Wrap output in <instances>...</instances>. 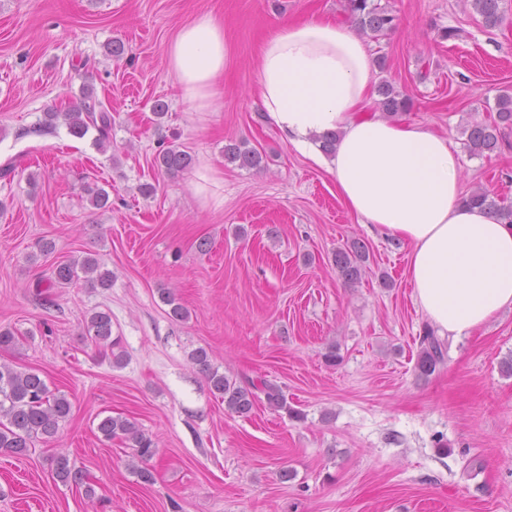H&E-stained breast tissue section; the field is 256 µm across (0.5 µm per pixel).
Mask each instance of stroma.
<instances>
[{"instance_id": "obj_1", "label": "stroma", "mask_w": 512, "mask_h": 512, "mask_svg": "<svg viewBox=\"0 0 512 512\" xmlns=\"http://www.w3.org/2000/svg\"><path fill=\"white\" fill-rule=\"evenodd\" d=\"M376 2L396 27L365 41L385 61L377 80L412 100L403 120L448 135L463 193L483 187L512 204V126L485 157L463 134L493 121L497 96L512 92V0L496 28L469 0ZM203 14L223 21L228 55L219 94L197 112L166 49ZM312 18L348 20L347 0H0V166L16 164L0 175V327L20 339L0 362L38 371L72 403L54 438L0 456V512H512V311L445 337L443 363L420 375L427 322L407 249L359 223L333 176L283 139L252 94L262 38ZM448 28L460 38L442 39ZM114 41L122 56L107 53ZM87 85L112 107L104 152L64 122L39 129ZM158 99L168 111L157 122ZM235 142L257 149L261 168L225 160ZM162 143L188 151L191 168L155 174ZM88 182L108 191L107 208L86 201ZM349 240L369 250L352 286L333 262ZM89 251L111 288L55 287L43 307L35 282ZM162 288L186 320L169 317ZM99 310L112 316L123 365L86 334ZM332 345L334 366L323 359ZM201 347L237 385H277L286 408L229 411L190 359ZM107 416L155 439L152 482L127 444L98 431ZM59 456L83 484L55 478Z\"/></svg>"}]
</instances>
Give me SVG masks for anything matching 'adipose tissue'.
Returning <instances> with one entry per match:
<instances>
[{
  "label": "adipose tissue",
  "mask_w": 512,
  "mask_h": 512,
  "mask_svg": "<svg viewBox=\"0 0 512 512\" xmlns=\"http://www.w3.org/2000/svg\"><path fill=\"white\" fill-rule=\"evenodd\" d=\"M224 27L184 25L166 61L182 97L203 112L224 77ZM256 95L295 149L335 178L360 223L407 245L413 299L442 333L463 336L512 310V224L462 202V164L447 136L369 108L375 71L349 24H285L263 41ZM339 132L330 156L312 137Z\"/></svg>",
  "instance_id": "adipose-tissue-1"
}]
</instances>
